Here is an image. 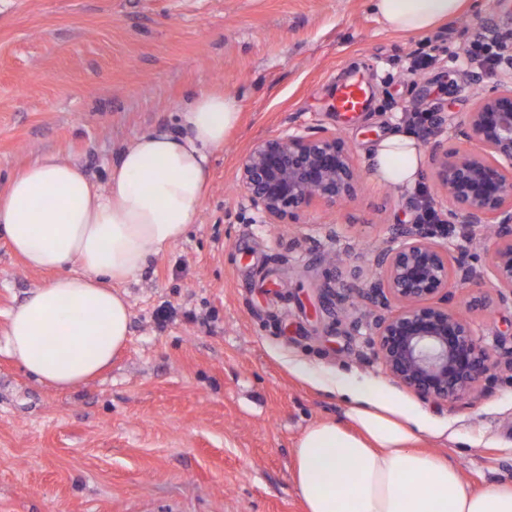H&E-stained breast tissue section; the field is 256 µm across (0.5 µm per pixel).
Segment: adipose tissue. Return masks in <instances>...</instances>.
<instances>
[{"instance_id": "1", "label": "adipose tissue", "mask_w": 512, "mask_h": 512, "mask_svg": "<svg viewBox=\"0 0 512 512\" xmlns=\"http://www.w3.org/2000/svg\"><path fill=\"white\" fill-rule=\"evenodd\" d=\"M469 0H372L395 32L424 34L460 16ZM177 132L139 134L106 185L55 155L37 159L0 191V234L25 266L51 272L8 314L5 350L39 382L73 388L124 347L130 309L119 287L184 239L200 213L211 159L241 120L229 93L202 90L178 106ZM422 164L409 133L380 140L373 175L408 187ZM353 429L309 428L294 449L305 512H512V490L468 489L448 460L415 449L421 426L392 417L373 392L339 387Z\"/></svg>"}]
</instances>
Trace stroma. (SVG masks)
<instances>
[{
    "mask_svg": "<svg viewBox=\"0 0 512 512\" xmlns=\"http://www.w3.org/2000/svg\"><path fill=\"white\" fill-rule=\"evenodd\" d=\"M433 33L385 28L369 0H0V189L54 154L106 183L137 134L175 130L195 92L234 95L242 121L212 161L188 236L127 286L130 334L110 367L77 387L38 382L0 350V512H304L294 445L345 422L340 382L373 389L423 423L418 447L469 487H512V373L448 408L397 386L374 360L355 309L323 285H360L413 190L372 178L371 150L406 131L400 111L464 119L498 71L460 64L485 20L512 6L471 0ZM426 70H408L420 53ZM364 78L371 103L333 112L337 83ZM295 128L338 133L365 177L304 224H260L243 209L242 156ZM49 279L0 238V336L7 312Z\"/></svg>",
    "mask_w": 512,
    "mask_h": 512,
    "instance_id": "1",
    "label": "stroma"
}]
</instances>
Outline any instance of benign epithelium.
I'll return each mask as SVG.
<instances>
[{
    "label": "benign epithelium",
    "mask_w": 512,
    "mask_h": 512,
    "mask_svg": "<svg viewBox=\"0 0 512 512\" xmlns=\"http://www.w3.org/2000/svg\"><path fill=\"white\" fill-rule=\"evenodd\" d=\"M501 47L504 80L481 95L465 120L424 132L430 139L434 180L442 195V224H404L374 257L376 278L346 288L376 312L370 327L374 356L398 385L452 407L478 389L490 391L497 371L512 370L484 344V331L452 304L454 290L480 289L465 302L486 306L489 288L512 303V31L481 27ZM461 143L448 148L444 133ZM362 180L350 146L325 130H295L255 143L242 157L238 181L245 208L261 224H298L321 202L354 196ZM491 226L482 254L460 243Z\"/></svg>",
    "instance_id": "obj_1"
}]
</instances>
